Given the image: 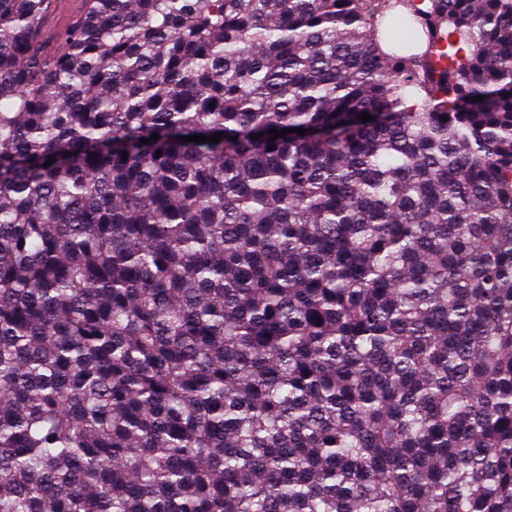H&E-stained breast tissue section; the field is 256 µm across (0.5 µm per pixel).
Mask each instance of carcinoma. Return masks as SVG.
Here are the masks:
<instances>
[{
    "label": "carcinoma",
    "mask_w": 512,
    "mask_h": 512,
    "mask_svg": "<svg viewBox=\"0 0 512 512\" xmlns=\"http://www.w3.org/2000/svg\"><path fill=\"white\" fill-rule=\"evenodd\" d=\"M52 3L0 0V512H512V0Z\"/></svg>",
    "instance_id": "carcinoma-1"
}]
</instances>
